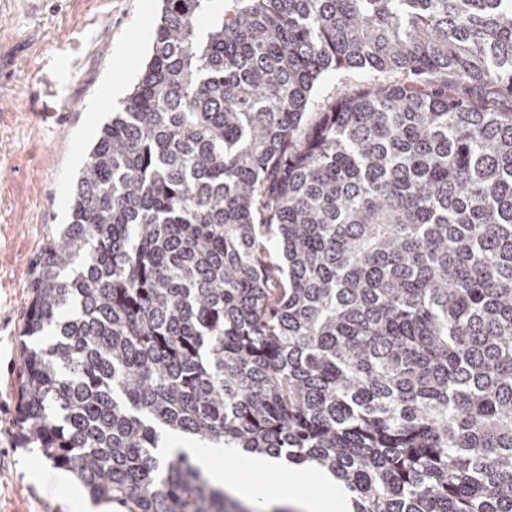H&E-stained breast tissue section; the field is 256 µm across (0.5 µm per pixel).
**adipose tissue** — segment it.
I'll return each instance as SVG.
<instances>
[{
    "mask_svg": "<svg viewBox=\"0 0 512 512\" xmlns=\"http://www.w3.org/2000/svg\"><path fill=\"white\" fill-rule=\"evenodd\" d=\"M166 450L187 454L215 486L225 488L233 497L252 506L288 507L292 512H353L348 492L329 474H320L316 492H304L313 470L309 464L290 463L224 445L204 452L176 433L169 435ZM241 469L254 473V480L239 481L237 472ZM270 475L286 482L289 493L272 495L266 482Z\"/></svg>",
    "mask_w": 512,
    "mask_h": 512,
    "instance_id": "1",
    "label": "adipose tissue"
}]
</instances>
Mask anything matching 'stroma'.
I'll return each mask as SVG.
<instances>
[{
    "label": "stroma",
    "mask_w": 512,
    "mask_h": 512,
    "mask_svg": "<svg viewBox=\"0 0 512 512\" xmlns=\"http://www.w3.org/2000/svg\"><path fill=\"white\" fill-rule=\"evenodd\" d=\"M161 0H0V512H73L81 483L23 447L14 418L31 282L70 221L86 152L151 50Z\"/></svg>",
    "instance_id": "stroma-1"
}]
</instances>
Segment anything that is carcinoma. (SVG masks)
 Returning <instances> with one entry per match:
<instances>
[{
	"label": "carcinoma",
	"mask_w": 512,
	"mask_h": 512,
	"mask_svg": "<svg viewBox=\"0 0 512 512\" xmlns=\"http://www.w3.org/2000/svg\"><path fill=\"white\" fill-rule=\"evenodd\" d=\"M209 2L162 0L41 259L21 444L127 512H249L163 431L512 512V0ZM330 70L376 78L312 114Z\"/></svg>",
	"instance_id": "obj_1"
}]
</instances>
